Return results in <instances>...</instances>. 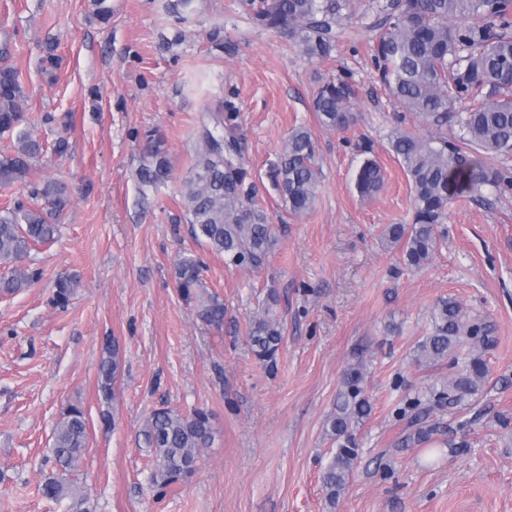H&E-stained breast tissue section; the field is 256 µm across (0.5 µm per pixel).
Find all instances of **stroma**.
Returning <instances> with one entry per match:
<instances>
[{
    "instance_id": "stroma-1",
    "label": "stroma",
    "mask_w": 512,
    "mask_h": 512,
    "mask_svg": "<svg viewBox=\"0 0 512 512\" xmlns=\"http://www.w3.org/2000/svg\"><path fill=\"white\" fill-rule=\"evenodd\" d=\"M394 2L336 0L344 34L330 58L310 59L256 25L241 0H195L184 23L169 0H107L106 21L93 0H0V67L20 72L23 125L42 146L32 179L66 182L71 194L58 238L30 252L39 280L0 294V512H71L39 491L71 404L85 409L89 436L66 478L86 493L87 512H512V188L453 199L425 266L382 245L386 225L413 218L389 133L433 131L402 112L373 64L372 25ZM340 76L357 119L328 129L312 98ZM229 104L276 236L258 271L225 266L195 241L178 193L196 131ZM298 126L313 131L321 169L301 216L268 177ZM151 130L165 139L172 178L144 190L136 172ZM368 154L385 184L364 199L354 178ZM188 255L203 263V293L224 303L222 327L202 322L177 286L175 263ZM63 275L77 284L59 305ZM443 299L489 324L488 377L464 407L432 408L438 431L404 447L412 427L402 409L452 372L414 358ZM266 312L284 334L275 361L262 363L247 334ZM112 342L119 371L106 398L100 364ZM353 364L364 367L372 412L332 505L321 485L335 451L324 423ZM164 406L208 410L214 434L192 481L162 496L142 431Z\"/></svg>"
}]
</instances>
